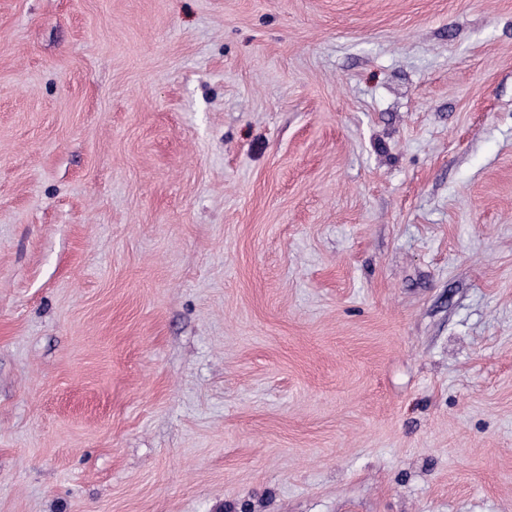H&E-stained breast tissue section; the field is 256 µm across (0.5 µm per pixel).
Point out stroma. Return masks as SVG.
Instances as JSON below:
<instances>
[{"mask_svg": "<svg viewBox=\"0 0 512 512\" xmlns=\"http://www.w3.org/2000/svg\"><path fill=\"white\" fill-rule=\"evenodd\" d=\"M0 512H512V0H0Z\"/></svg>", "mask_w": 512, "mask_h": 512, "instance_id": "obj_1", "label": "stroma"}]
</instances>
